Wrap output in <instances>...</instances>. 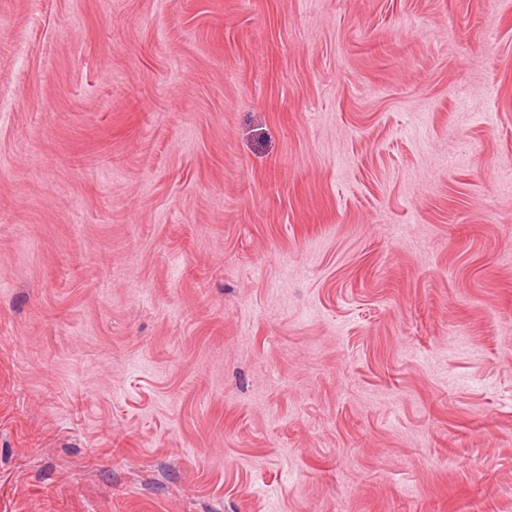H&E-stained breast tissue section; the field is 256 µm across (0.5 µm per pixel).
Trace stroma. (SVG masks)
I'll return each mask as SVG.
<instances>
[{
  "mask_svg": "<svg viewBox=\"0 0 512 512\" xmlns=\"http://www.w3.org/2000/svg\"><path fill=\"white\" fill-rule=\"evenodd\" d=\"M0 512H512V0H0Z\"/></svg>",
  "mask_w": 512,
  "mask_h": 512,
  "instance_id": "1",
  "label": "stroma"
}]
</instances>
